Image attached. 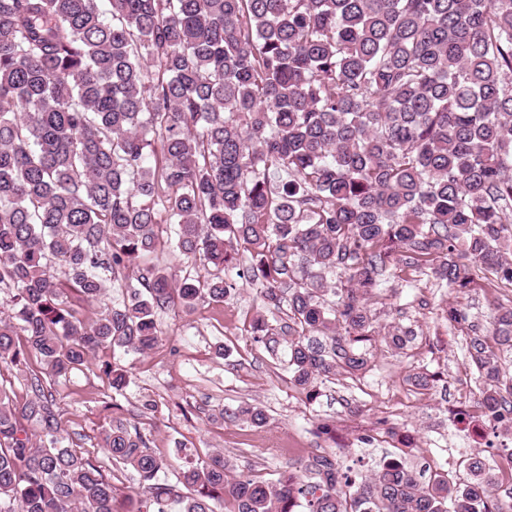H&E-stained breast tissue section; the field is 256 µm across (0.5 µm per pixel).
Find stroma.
Returning a JSON list of instances; mask_svg holds the SVG:
<instances>
[{
    "label": "stroma",
    "instance_id": "stroma-1",
    "mask_svg": "<svg viewBox=\"0 0 512 512\" xmlns=\"http://www.w3.org/2000/svg\"><path fill=\"white\" fill-rule=\"evenodd\" d=\"M474 279L472 288L458 292L441 286L429 265H390L382 295L371 309L378 324L414 328L415 349L395 353L375 343L370 373L360 379L319 381L320 395L312 403L252 339L254 318L264 317L276 327L285 319L284 312L265 305L260 283L238 286L220 303L202 298L187 311H158V344L120 361L130 379L121 400L124 415L146 436L151 451L170 462L165 472L169 479L175 468L220 450L238 469L272 479L297 460L333 452L340 466L359 461L366 474L399 455L411 469L439 472L453 483L465 481L464 459L473 454L490 459L512 449L511 434L491 429L476 434L454 416L456 408L471 404L480 391L467 365L468 332L449 323V307L464 310L483 329L494 307L512 306V284L486 280L479 272ZM111 358V353H100L55 379L33 356L24 370L1 368L0 387L21 404L31 395V378L42 377L62 412L61 428L70 448L102 466L118 489V512H126L141 490L139 476L113 467L100 446V433L111 419L106 405L113 396L101 366ZM424 371L442 373L443 379L432 389L416 388L411 379ZM246 401L266 411L267 425L223 417L224 409ZM381 418L405 436V450L390 443H361V434ZM328 421L336 427L335 437L319 431ZM452 448L459 449L461 459L453 467L448 464Z\"/></svg>",
    "mask_w": 512,
    "mask_h": 512
}]
</instances>
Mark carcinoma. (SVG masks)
Returning a JSON list of instances; mask_svg holds the SVG:
<instances>
[{"instance_id": "1", "label": "carcinoma", "mask_w": 512, "mask_h": 512, "mask_svg": "<svg viewBox=\"0 0 512 512\" xmlns=\"http://www.w3.org/2000/svg\"><path fill=\"white\" fill-rule=\"evenodd\" d=\"M109 3L0 0V366L34 353L58 378L110 351L121 395L117 360L157 345V311L222 302L240 279L277 310L288 293V322L251 334L311 400L318 379L369 371L368 301L400 257L456 291L474 267L512 284V0ZM167 246L205 274L142 264ZM131 269L85 320L78 303ZM491 325L467 348L484 422L512 414V307ZM416 338L383 327L395 352ZM31 389L21 405L0 389V512H115L116 487ZM225 414L267 424L257 405ZM101 446L140 477L133 512H512L478 458L457 486L400 458L357 481L332 454L271 480L220 451L172 484L120 418Z\"/></svg>"}]
</instances>
